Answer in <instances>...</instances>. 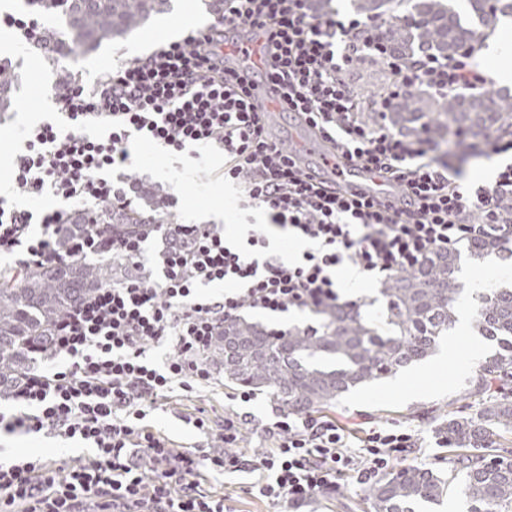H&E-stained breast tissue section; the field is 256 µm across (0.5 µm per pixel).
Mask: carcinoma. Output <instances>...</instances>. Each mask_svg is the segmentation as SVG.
I'll return each mask as SVG.
<instances>
[{
    "label": "carcinoma",
    "mask_w": 512,
    "mask_h": 512,
    "mask_svg": "<svg viewBox=\"0 0 512 512\" xmlns=\"http://www.w3.org/2000/svg\"><path fill=\"white\" fill-rule=\"evenodd\" d=\"M29 6L61 22L56 46L89 53L104 42L131 36L170 0H28ZM391 0H353L356 12L379 18ZM406 22L387 34L390 50L451 58L478 39L448 0H407ZM393 125L409 134L429 127L439 134L449 126L484 136L492 127L512 129V97L472 96L430 100L413 91L391 113ZM512 260V247L493 237L471 238L461 246L427 255L411 270L383 283L382 320L362 317L346 304L321 313L317 328L273 333L244 318L224 324L212 361L224 366V379L252 391L271 394L293 412H319L346 392L380 380L432 355L456 322L455 303L464 292L461 257ZM112 263L83 261L39 269L19 283L0 288V393L11 390L30 368L31 350L48 338L51 327L70 306L105 282ZM473 326L495 345L479 366L467 395L484 405L475 417L450 415L441 424L451 468L448 473L404 465L383 474L369 487L373 512H416L438 503L463 474L461 492L468 512H512V465L490 466L487 452L512 433V287L475 294Z\"/></svg>",
    "instance_id": "carcinoma-1"
}]
</instances>
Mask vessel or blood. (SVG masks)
<instances>
[{
    "label": "vessel or blood",
    "mask_w": 512,
    "mask_h": 512,
    "mask_svg": "<svg viewBox=\"0 0 512 512\" xmlns=\"http://www.w3.org/2000/svg\"><path fill=\"white\" fill-rule=\"evenodd\" d=\"M251 103L255 111L266 114L281 109L277 93L265 84L256 85ZM297 149L300 158L308 161V170L313 175L335 177L342 187L351 192L387 198L394 194L390 182L364 171L357 165L342 163L333 151L324 148L319 139L310 138L298 141Z\"/></svg>",
    "instance_id": "vessel-or-blood-1"
}]
</instances>
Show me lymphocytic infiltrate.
I'll return each mask as SVG.
<instances>
[{"instance_id":"obj_1","label":"lymphocytic infiltrate","mask_w":512,"mask_h":512,"mask_svg":"<svg viewBox=\"0 0 512 512\" xmlns=\"http://www.w3.org/2000/svg\"><path fill=\"white\" fill-rule=\"evenodd\" d=\"M386 26L383 19L313 15L310 0H224L222 13L202 27L124 60L92 84L75 71L71 54L62 59L67 78L33 74L67 123H40L17 152L13 194L0 196V253L14 262L0 267V280L91 256L123 272L55 324L37 349L40 365L11 393L16 409L0 411V433H43L87 444L89 453L69 463L23 453L0 458V512H225L223 496L204 487L208 474L247 471L261 497L299 512L343 476L369 484L395 453L415 448L411 433L372 428L359 436L310 413L283 415L266 429L271 447L250 450L240 447L244 417L232 409L217 448H177L144 423L176 391L211 384L207 354L225 322L244 310L333 309L336 269L346 262L384 281L465 238L512 243V162L499 165L492 185L463 183L449 143L366 118L346 78L363 57L381 60L389 82L378 102L388 111L421 87L441 98L484 88L473 49L450 59L397 57L386 49ZM260 38L271 53L262 81L279 89L289 111L337 157L385 176L397 199L314 181L270 136L250 102L251 73L224 55L225 46ZM142 143L174 155L197 145L222 151L219 177L242 188L267 224L245 244L229 243L221 225L178 223V198L169 192L148 219L107 222L100 204L132 214L149 188L128 178ZM46 191L61 205L34 215L23 199ZM78 214L86 218L82 232L71 229ZM280 233L305 242L300 257L270 253ZM152 239L163 248L149 270L143 250ZM226 284L232 292L200 293ZM164 344L168 355L153 364L148 350Z\"/></svg>"}]
</instances>
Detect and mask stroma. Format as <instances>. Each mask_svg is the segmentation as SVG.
<instances>
[{
	"label": "stroma",
	"instance_id": "stroma-1",
	"mask_svg": "<svg viewBox=\"0 0 512 512\" xmlns=\"http://www.w3.org/2000/svg\"><path fill=\"white\" fill-rule=\"evenodd\" d=\"M203 0H173L169 13L155 17L146 27L116 44H102L96 51L77 57V68L84 81H93L129 54H146L186 34L188 19L211 18ZM9 39L8 48H0V65L11 72L9 111L0 112V192L10 188L11 165L18 146L33 126L51 119L57 107L50 94L37 91L31 83L33 71L52 72V57L34 53L16 34L0 28ZM197 159L166 154L150 147L140 151V174L149 176L160 187L173 188L179 197L176 218L185 224H220L228 241H245L252 226L266 223L263 209L248 206L239 190L229 183L215 181L211 172L222 166L224 158L214 148H199ZM462 279L467 293L456 305L457 322L432 356L414 363L372 384L358 387L339 398L326 414L338 423L362 433L380 427L415 434L423 451L396 455L395 464H412L421 468L444 470L448 467V447L438 428L449 413L474 415L477 403L467 398L466 389L476 375L479 361L490 356L494 348L471 327L474 304L470 296L475 288H495L512 283V265L504 263H465ZM380 280L361 277L356 288L340 287L342 299L355 302L368 319H380L386 299ZM235 387L217 378L211 387L180 398L147 418L148 426L168 435L176 445L208 447L215 445L214 435L195 429L192 418H208L211 426L224 422L228 393ZM238 411L250 413L242 427V446L249 449L263 441L265 426L283 414L284 408L270 394L261 393L247 403H237ZM252 474L238 472L218 475L213 485L223 492L229 512H275V504L260 498L253 486ZM365 486L349 477L335 490L309 500L302 512H368Z\"/></svg>",
	"mask_w": 512,
	"mask_h": 512
}]
</instances>
